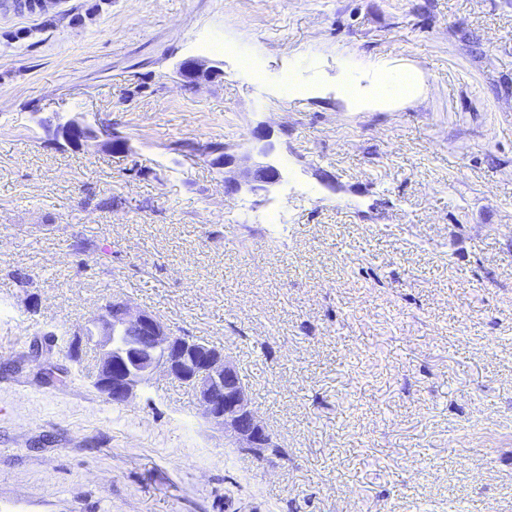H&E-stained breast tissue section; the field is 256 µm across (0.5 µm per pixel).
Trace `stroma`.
<instances>
[{"label":"stroma","instance_id":"35a3bbf8","mask_svg":"<svg viewBox=\"0 0 512 512\" xmlns=\"http://www.w3.org/2000/svg\"><path fill=\"white\" fill-rule=\"evenodd\" d=\"M259 126L282 180L227 194L198 150ZM115 297L229 354L285 456L163 375L106 399L52 336ZM0 512H512V0H0ZM222 64L206 57H193L182 61L177 69L178 76L185 85H197L210 81L224 73ZM372 66L378 75H382V82L378 85V94L382 98H404L408 95L412 85L409 72L388 68L383 61H375ZM40 125L48 128L51 133L49 143L55 146H68L71 148H82L96 145L100 139L111 144L120 136L107 126H92L79 117H59L53 128L52 123L40 122Z\"/></svg>","mask_w":512,"mask_h":512}]
</instances>
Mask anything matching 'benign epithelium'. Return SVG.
I'll list each match as a JSON object with an SVG mask.
<instances>
[{"label": "benign epithelium", "instance_id": "obj_1", "mask_svg": "<svg viewBox=\"0 0 512 512\" xmlns=\"http://www.w3.org/2000/svg\"><path fill=\"white\" fill-rule=\"evenodd\" d=\"M178 76L186 85H197L223 75L221 63L206 57L182 61ZM51 133L55 146L82 148L104 140L110 145L119 135L107 126H92L77 117H59L56 123L40 122ZM271 150L259 148V160L226 179L227 192L241 191L259 196L279 183L280 172L270 159ZM211 163L226 168L234 163L227 148L212 146L206 151ZM98 341L101 346L95 385L116 405L129 402L134 390L156 375H166L190 386L212 425L224 433L232 447L258 460L275 454L276 443L260 420L247 394V385L224 351L177 335L154 314L136 310L122 298L100 307L70 340V355L78 359L83 346Z\"/></svg>", "mask_w": 512, "mask_h": 512}]
</instances>
